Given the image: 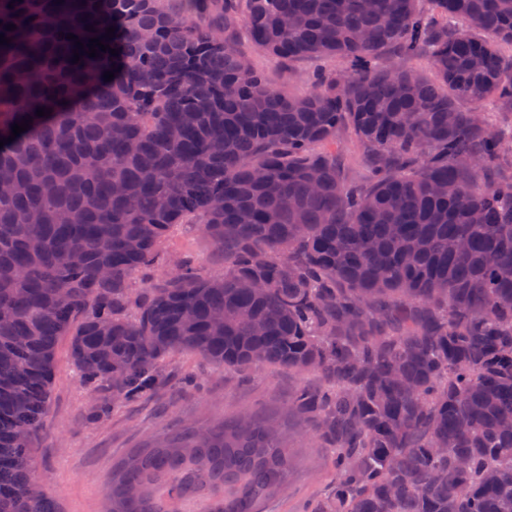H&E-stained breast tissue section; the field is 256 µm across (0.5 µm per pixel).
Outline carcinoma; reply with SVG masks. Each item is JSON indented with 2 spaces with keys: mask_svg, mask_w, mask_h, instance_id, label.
Here are the masks:
<instances>
[{
  "mask_svg": "<svg viewBox=\"0 0 512 512\" xmlns=\"http://www.w3.org/2000/svg\"><path fill=\"white\" fill-rule=\"evenodd\" d=\"M170 2L0 0V138L32 121L0 148V512H60L33 441L65 336L114 403L179 351L318 373L287 408L336 453L311 512H512V147L480 112L512 110V0ZM239 22L343 68L287 96ZM344 133L366 185L313 151ZM176 224L224 272L134 287ZM292 468L275 418L185 424L112 471L104 512H260Z\"/></svg>",
  "mask_w": 512,
  "mask_h": 512,
  "instance_id": "obj_1",
  "label": "carcinoma"
}]
</instances>
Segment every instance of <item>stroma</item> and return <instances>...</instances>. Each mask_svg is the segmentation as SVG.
Instances as JSON below:
<instances>
[{
    "instance_id": "obj_1",
    "label": "stroma",
    "mask_w": 512,
    "mask_h": 512,
    "mask_svg": "<svg viewBox=\"0 0 512 512\" xmlns=\"http://www.w3.org/2000/svg\"><path fill=\"white\" fill-rule=\"evenodd\" d=\"M236 45L274 88L290 96L307 94L315 71H333L340 66L339 61L328 58L284 63L257 49L243 30L238 33ZM325 149L335 153L345 179L367 182L370 162L352 137L339 136ZM167 250L166 256L139 274L138 284L159 280L172 254L194 257L199 273L205 277L224 270L221 255L197 225L175 229ZM158 371L163 383L154 393L115 405L102 420L94 421L89 412L97 400L108 396L109 390L84 385L67 343L59 344L50 407L34 444L37 479L59 501L63 512H104L113 468L157 435L187 423L207 424L239 411L260 416L278 414L287 406L290 393L320 382L313 373L269 364L244 369L220 367L184 352L164 357ZM288 445L294 467L287 488L266 502L267 512H302L336 483L332 454L323 448L311 421L289 418Z\"/></svg>"
}]
</instances>
